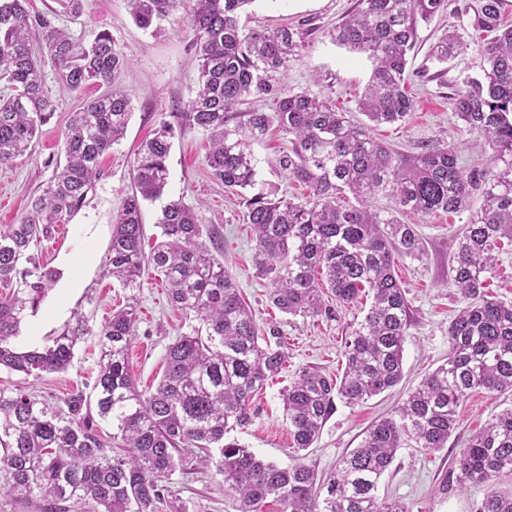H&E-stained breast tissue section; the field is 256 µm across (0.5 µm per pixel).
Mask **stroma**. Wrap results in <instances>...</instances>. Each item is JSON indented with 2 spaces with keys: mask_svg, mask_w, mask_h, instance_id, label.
<instances>
[{
  "mask_svg": "<svg viewBox=\"0 0 512 512\" xmlns=\"http://www.w3.org/2000/svg\"><path fill=\"white\" fill-rule=\"evenodd\" d=\"M477 0H449V7L430 23L420 25L418 44L410 58V90L415 108L404 123L373 128L376 138L399 146L409 156L424 143L454 145L458 163L470 171L483 168L489 155L473 134L454 115L448 97L464 79L482 74L480 45L472 28L470 5ZM356 0H254L249 7V27L295 25L303 32L304 48L281 78L288 90H310L329 97L351 120L364 122L357 101L369 82L372 63L366 55L349 52L332 42L330 31L350 13ZM188 8L151 28L133 21L127 0H84L79 18L61 16L59 24L78 41L87 43L99 32L111 34L117 48L130 63L122 82L133 99L134 110L126 134L103 156L101 177L84 206L54 234L33 248L40 262L59 271L55 286L37 311L21 325L16 344L22 349L45 345L58 335L75 313L89 319L91 335L76 345L66 370L43 374L33 387L37 394L59 403L75 391L91 392L98 370L99 347L95 334L113 309L123 306L128 292L105 277L103 265L112 225L123 201L133 188L131 163L139 143L151 136L161 122H174L176 112L197 90L198 61L183 28ZM447 33L465 40L467 50L445 63L429 60L430 47ZM43 72L52 116L38 134L30 155L12 164L0 165V198L8 206L0 213V229L20 223L27 215L33 196L39 195L53 174L51 161L59 157L63 131L71 112L87 99L103 93V86L89 84L83 91L65 89L56 78L51 58H44ZM285 141L278 130L252 146L256 159L257 186L278 188L292 196L304 193L302 185L290 180L274 160ZM209 135L200 129L177 133L168 158L169 179L162 199L145 203V247H152L161 230L156 225L165 201L183 199L195 208L203 224L215 228L224 239L221 259L236 280L241 297L252 310L257 324L275 323L288 354L286 368L267 381L254 396L253 415L234 437L260 458L285 467L300 461L325 475L354 448L359 447L368 427L388 416L414 389L425 374L448 357V326L461 301L449 284L453 252L452 238L466 224L467 214L438 211L430 215L400 214L405 224L417 225L425 245L423 259L400 258L396 272L406 290L410 327L404 346L402 382L367 402L349 405L337 402L334 413L323 425L317 441L303 454H296L283 412L282 392L296 375L317 369L334 377L345 367V343L367 313L371 300L337 307L332 318L312 314L286 315L268 300L270 284L254 265L255 242L250 225L242 221L237 196L215 181L204 164ZM194 316L171 306L161 275L146 271L139 292L138 323L128 350V362L140 391L153 388L164 371L166 349L178 336L195 325ZM512 406V391L501 393L479 389L458 409V422L445 448L426 451L399 449L383 475L378 494L404 503L409 512H476L485 486L441 492L439 483L458 456L460 448L500 410ZM170 489L192 503L190 512H237L238 497L224 491L214 471L175 474Z\"/></svg>",
  "mask_w": 512,
  "mask_h": 512,
  "instance_id": "obj_1",
  "label": "stroma"
}]
</instances>
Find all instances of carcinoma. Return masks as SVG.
I'll return each instance as SVG.
<instances>
[{"label":"carcinoma","mask_w":512,"mask_h":512,"mask_svg":"<svg viewBox=\"0 0 512 512\" xmlns=\"http://www.w3.org/2000/svg\"><path fill=\"white\" fill-rule=\"evenodd\" d=\"M27 2L0 0V165L31 154L39 128L51 117L42 52L68 90L91 82L107 87L71 113L64 160L23 222L0 231V368L37 379L67 369L75 345L92 328L78 313L50 344L17 347L25 311L36 310L59 278L27 252L81 209L100 177L101 157L123 139L133 105L120 83L129 63L112 37L100 32L84 44L57 25L63 13L79 16L83 0H58L60 12H32ZM127 2L136 24L146 29L182 4ZM253 2L195 0L188 29L199 60L198 88L178 124L162 122L134 152V189L115 218L104 268L130 294L96 332L101 354L93 396L77 391L57 404L24 387L0 389V476L10 496L0 505L3 512H189L167 483L177 472L196 474L212 463L224 491L238 495V512H258L269 498L281 512H409L378 496L398 449L411 443L429 451L444 447L471 392L512 391V304L482 292L494 249L503 239L512 243V24L504 18V0H479L474 30L491 35L482 47L483 76L463 81L448 97L456 118L491 151V166L470 172L444 143L404 160L332 101L279 87L278 76L300 56L301 32L288 25H241ZM447 7V0H357L336 25V44L374 62L358 100L369 122H403L413 111L405 84L418 26ZM465 49L460 37L445 35L430 59L444 63ZM268 99L273 113L254 107ZM272 127L286 141L276 168L309 190L302 198H279L276 188L242 197V220L255 235V262L270 282L272 306L283 314L330 318L335 310L322 300L321 288H329L340 305L364 291L372 294L346 342L342 380L303 370L283 392L298 453L315 442L336 400L363 403L403 378L409 306L395 256L419 260L425 247L416 225L382 217L371 209L373 198L389 191L399 212H470L450 268L466 304L448 326L447 361L392 414L375 421L360 446L324 478L302 462L280 467L229 439L249 422L254 393L281 373L288 353L281 343L266 341L280 336L278 328H260L242 301L218 258V233L200 223L193 207L174 199L158 221L164 240L148 255L143 250L142 202L164 193L175 129L209 132L205 165L214 180L239 192L255 185L251 146ZM476 195L482 198L478 209L471 207ZM24 261L31 267H21ZM147 267L164 277L171 305L200 325L169 344L159 383L143 393L127 352ZM93 404L112 432L94 420ZM506 470L512 472V407L467 440L441 490L486 484L477 512H512V489L492 485Z\"/></svg>","instance_id":"obj_1"}]
</instances>
